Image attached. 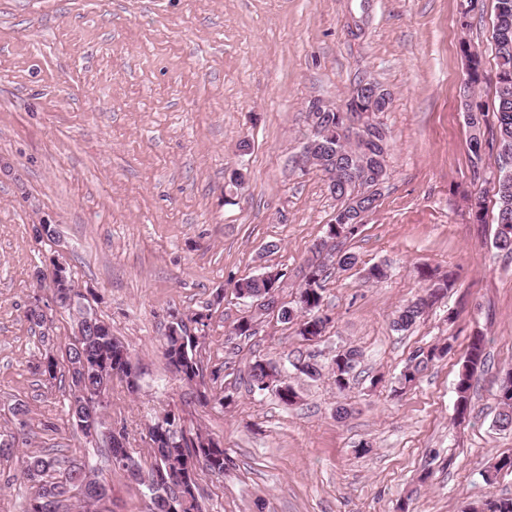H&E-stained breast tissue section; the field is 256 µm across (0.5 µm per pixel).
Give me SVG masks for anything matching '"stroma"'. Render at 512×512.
<instances>
[{
	"instance_id": "1",
	"label": "stroma",
	"mask_w": 512,
	"mask_h": 512,
	"mask_svg": "<svg viewBox=\"0 0 512 512\" xmlns=\"http://www.w3.org/2000/svg\"><path fill=\"white\" fill-rule=\"evenodd\" d=\"M460 0H0V434L29 409L32 448L86 458L109 487L102 512H147L146 487L97 454L68 421V381L33 370L63 356L71 316L49 308V329L26 313L33 272L48 268L55 224L71 275L140 372L129 392L113 377L107 416L150 467L145 426L167 411L222 441L224 474L199 471L204 512H463L486 496L512 497V473L483 471L512 457L496 427L497 393L512 369V257L493 246L494 153L473 165L463 111L462 40L482 54L479 99L493 106L494 2L461 30ZM391 95L376 113L390 135L375 209L344 248L358 264H330L320 342L267 313L254 336L232 330L253 302L237 280L274 271L294 303L298 272L325 236L337 202L322 174L294 161L312 101L342 103L359 80ZM248 150H241L242 141ZM243 185L230 181L232 171ZM482 191L485 221L467 195ZM384 266L381 281L365 271ZM451 274L444 298L408 330L396 310L428 281ZM222 304H213L216 292ZM208 311L198 354L218 381L190 385L160 340L171 311ZM485 336L469 416L455 418L458 369L475 332ZM451 342L412 386L398 378L418 349ZM363 357L345 393L301 378L298 402L242 382L264 359ZM233 399L222 407L203 394ZM349 410L336 416L337 407ZM29 487L16 459H0V512H21Z\"/></svg>"
}]
</instances>
